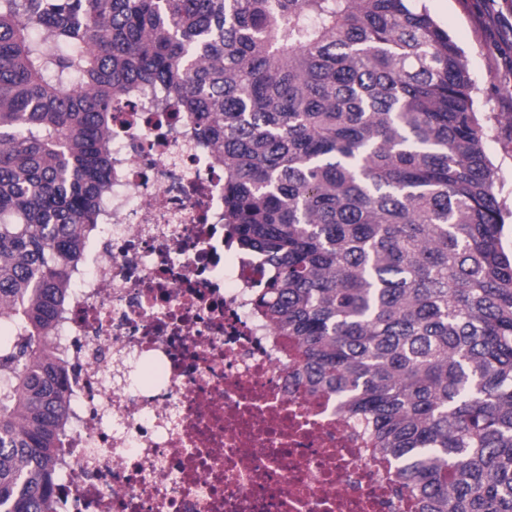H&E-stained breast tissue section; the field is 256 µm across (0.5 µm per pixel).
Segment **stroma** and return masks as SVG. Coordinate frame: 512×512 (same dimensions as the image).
Instances as JSON below:
<instances>
[{"label": "stroma", "mask_w": 512, "mask_h": 512, "mask_svg": "<svg viewBox=\"0 0 512 512\" xmlns=\"http://www.w3.org/2000/svg\"><path fill=\"white\" fill-rule=\"evenodd\" d=\"M462 50L480 116L490 117L484 148L497 169L496 194L507 210L512 247V0H423Z\"/></svg>", "instance_id": "obj_1"}]
</instances>
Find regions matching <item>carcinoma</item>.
I'll list each match as a JSON object with an SVG mask.
<instances>
[{
	"label": "carcinoma",
	"instance_id": "cac0c4a2",
	"mask_svg": "<svg viewBox=\"0 0 512 512\" xmlns=\"http://www.w3.org/2000/svg\"><path fill=\"white\" fill-rule=\"evenodd\" d=\"M160 91L299 380L423 512H512V249L473 85L409 0H0V512H50L51 347L112 188V100Z\"/></svg>",
	"mask_w": 512,
	"mask_h": 512
}]
</instances>
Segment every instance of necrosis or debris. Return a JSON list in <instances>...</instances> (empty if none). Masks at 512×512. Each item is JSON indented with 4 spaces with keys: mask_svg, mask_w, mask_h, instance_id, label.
<instances>
[{
    "mask_svg": "<svg viewBox=\"0 0 512 512\" xmlns=\"http://www.w3.org/2000/svg\"><path fill=\"white\" fill-rule=\"evenodd\" d=\"M156 95L119 97L112 193L51 344L57 512H421L364 423L313 396L224 237V167Z\"/></svg>",
    "mask_w": 512,
    "mask_h": 512,
    "instance_id": "1",
    "label": "necrosis or debris"
}]
</instances>
